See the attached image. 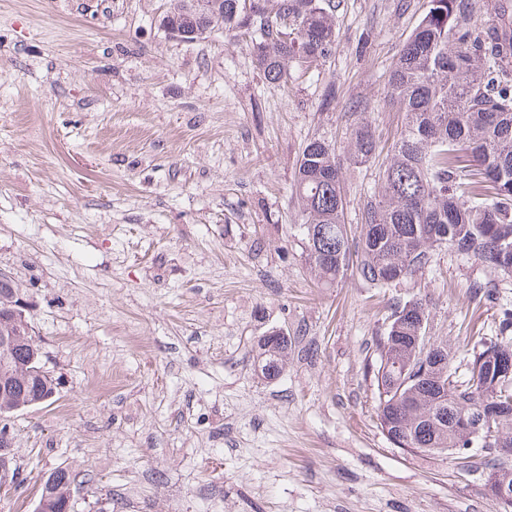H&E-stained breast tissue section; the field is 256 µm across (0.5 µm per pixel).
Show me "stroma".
<instances>
[{
  "instance_id": "35a3bbf8",
  "label": "stroma",
  "mask_w": 512,
  "mask_h": 512,
  "mask_svg": "<svg viewBox=\"0 0 512 512\" xmlns=\"http://www.w3.org/2000/svg\"><path fill=\"white\" fill-rule=\"evenodd\" d=\"M336 3L335 53L272 83L248 38L171 37L170 0H0V271L60 382L10 421L22 483L0 512H31L58 467L73 512H501L483 471L386 439L365 364L410 298L466 352L512 278L445 247L395 288H319L305 263L299 156L334 145L360 224L404 119L390 67L428 8ZM362 121L379 152L360 163ZM272 333L288 364L267 379ZM258 367L265 378L280 374L288 354V340L285 336H264L259 342Z\"/></svg>"
}]
</instances>
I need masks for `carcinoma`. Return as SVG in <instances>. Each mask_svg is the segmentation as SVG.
<instances>
[{"instance_id": "carcinoma-1", "label": "carcinoma", "mask_w": 512, "mask_h": 512, "mask_svg": "<svg viewBox=\"0 0 512 512\" xmlns=\"http://www.w3.org/2000/svg\"><path fill=\"white\" fill-rule=\"evenodd\" d=\"M261 0H171L169 13L205 15L207 27L225 35L251 36L256 65L274 81L291 69L329 58L336 36L329 11L333 0H277L279 12L297 21L283 40L269 24ZM477 0H429V8L392 63L385 97L405 122L390 149L379 190L363 204L359 245L351 251L344 222V177L334 146L306 144L294 180L305 261L320 285L351 269L375 288L395 287L431 266L433 251L446 246L512 276V30L484 24ZM352 156L366 162L377 141L362 122L351 138ZM418 300L398 301L374 338L368 363L377 390L376 419L396 448L452 457L466 445L456 430L461 415L478 419L494 412L492 441L468 465L491 474L500 468L494 448L512 446V308L501 310L498 335L480 336L457 360L448 341L429 337L433 358L420 359L415 337ZM38 348L17 343L19 366ZM258 367L266 378L280 374L288 340L276 334L259 342ZM37 393L35 382L17 377L13 398Z\"/></svg>"}]
</instances>
